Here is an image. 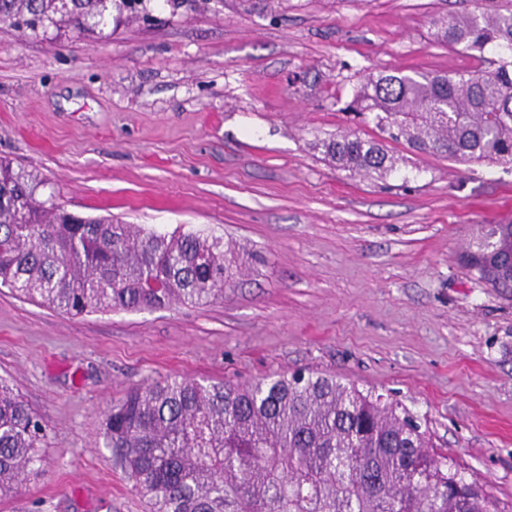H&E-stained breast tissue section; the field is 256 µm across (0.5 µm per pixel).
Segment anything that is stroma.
Listing matches in <instances>:
<instances>
[{
  "label": "stroma",
  "mask_w": 512,
  "mask_h": 512,
  "mask_svg": "<svg viewBox=\"0 0 512 512\" xmlns=\"http://www.w3.org/2000/svg\"><path fill=\"white\" fill-rule=\"evenodd\" d=\"M93 38L0 29V157L57 203L245 247L206 306L70 317L0 288V377L45 429L40 475L0 512H150L103 444L112 403L177 373L251 384L331 373L418 416L437 452L512 512V294L462 262L504 221L512 163L390 144V176L316 143L374 135L369 76L489 69L436 19L512 0H149Z\"/></svg>",
  "instance_id": "1"
}]
</instances>
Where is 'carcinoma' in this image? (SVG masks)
<instances>
[{"mask_svg":"<svg viewBox=\"0 0 512 512\" xmlns=\"http://www.w3.org/2000/svg\"><path fill=\"white\" fill-rule=\"evenodd\" d=\"M130 0H0V24L32 33L94 32L90 20ZM451 46L500 53L491 71L379 74L356 102L378 131L317 144L349 171L389 175L387 142L453 161L512 159V11L436 22ZM47 181L0 159V286L62 314L203 306L246 268L236 245L81 217L37 193ZM512 255V229L492 224L465 252L481 274ZM105 447L153 512H490L491 496L400 403L350 381L295 371L250 385L169 376L131 388L103 423ZM43 428L0 378V498L41 464Z\"/></svg>","mask_w":512,"mask_h":512,"instance_id":"1","label":"carcinoma"}]
</instances>
